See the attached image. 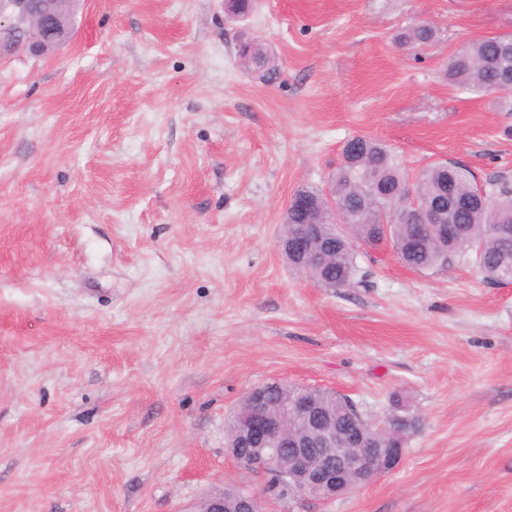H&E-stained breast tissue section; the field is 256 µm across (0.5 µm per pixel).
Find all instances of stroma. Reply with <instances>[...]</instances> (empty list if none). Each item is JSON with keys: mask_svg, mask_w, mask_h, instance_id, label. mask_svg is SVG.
I'll return each mask as SVG.
<instances>
[{"mask_svg": "<svg viewBox=\"0 0 512 512\" xmlns=\"http://www.w3.org/2000/svg\"><path fill=\"white\" fill-rule=\"evenodd\" d=\"M425 22L435 39L402 47ZM512 35V0H89L69 44L0 62V512H193L263 483L225 452L270 381L421 426L401 464L267 512H512V283L468 259L414 271L359 251L325 288L278 241L344 142L383 141L512 181V94L449 83L450 56ZM253 39L281 69L260 82Z\"/></svg>", "mask_w": 512, "mask_h": 512, "instance_id": "stroma-1", "label": "stroma"}]
</instances>
